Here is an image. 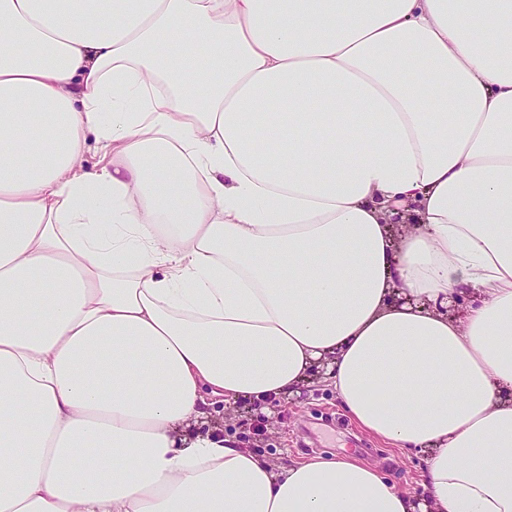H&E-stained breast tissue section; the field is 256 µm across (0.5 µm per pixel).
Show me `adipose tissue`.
Wrapping results in <instances>:
<instances>
[{"instance_id":"ef3b65f1","label":"adipose tissue","mask_w":512,"mask_h":512,"mask_svg":"<svg viewBox=\"0 0 512 512\" xmlns=\"http://www.w3.org/2000/svg\"><path fill=\"white\" fill-rule=\"evenodd\" d=\"M322 359L422 503L185 436ZM0 512H512V0H0Z\"/></svg>"}]
</instances>
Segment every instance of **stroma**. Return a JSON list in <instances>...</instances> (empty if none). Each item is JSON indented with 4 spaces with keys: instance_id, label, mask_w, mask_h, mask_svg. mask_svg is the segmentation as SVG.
Wrapping results in <instances>:
<instances>
[{
    "instance_id": "obj_1",
    "label": "stroma",
    "mask_w": 512,
    "mask_h": 512,
    "mask_svg": "<svg viewBox=\"0 0 512 512\" xmlns=\"http://www.w3.org/2000/svg\"><path fill=\"white\" fill-rule=\"evenodd\" d=\"M192 431L238 436L246 447L278 464L306 456L347 454L375 465L398 489L416 497L421 494L420 458L361 431L344 414L333 389L319 381L275 402L269 412L247 400L232 407L215 404Z\"/></svg>"
}]
</instances>
